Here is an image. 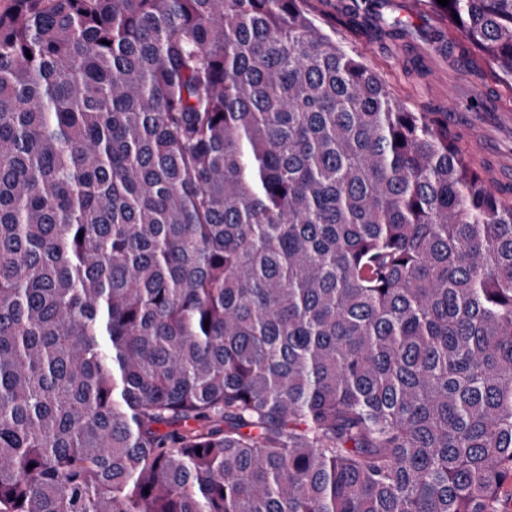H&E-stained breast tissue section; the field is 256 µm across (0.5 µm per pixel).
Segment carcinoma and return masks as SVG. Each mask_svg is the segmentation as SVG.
Wrapping results in <instances>:
<instances>
[{
  "label": "carcinoma",
  "mask_w": 512,
  "mask_h": 512,
  "mask_svg": "<svg viewBox=\"0 0 512 512\" xmlns=\"http://www.w3.org/2000/svg\"><path fill=\"white\" fill-rule=\"evenodd\" d=\"M300 2L0 14V512H506L512 198Z\"/></svg>",
  "instance_id": "1"
}]
</instances>
